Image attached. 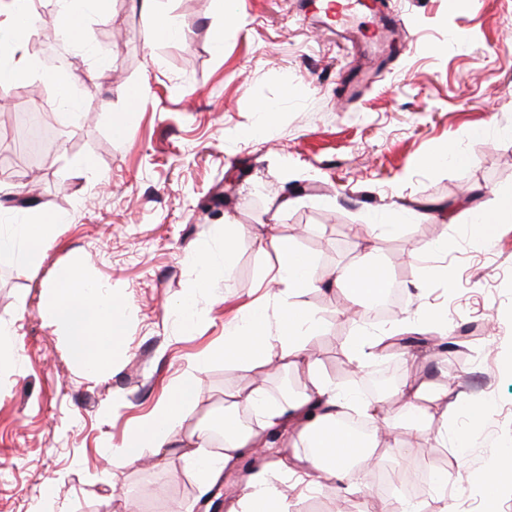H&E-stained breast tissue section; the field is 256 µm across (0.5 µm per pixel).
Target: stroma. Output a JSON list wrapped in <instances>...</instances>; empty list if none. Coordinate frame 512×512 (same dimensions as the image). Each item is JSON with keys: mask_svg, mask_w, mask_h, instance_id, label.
<instances>
[{"mask_svg": "<svg viewBox=\"0 0 512 512\" xmlns=\"http://www.w3.org/2000/svg\"><path fill=\"white\" fill-rule=\"evenodd\" d=\"M181 30L152 41L154 16L141 0L84 6L71 34L73 64L49 73L52 25L24 34L34 78L0 83V225L65 215L39 263L0 274V329L19 363L0 369V512H198L205 496L226 497L244 464L201 492L183 449L130 461L114 452L146 419L189 360L208 359L200 393L182 423L188 435L224 418L225 390L254 371L212 352L224 329L257 301L275 309L267 270L266 225L292 238L324 272L374 253L403 284L387 320L345 325L343 290L318 284L304 294L322 319L314 355L341 392L361 397L377 355L349 357L354 336H381L419 310L440 309L446 327L477 328L461 357L436 345L398 350L401 375L445 389L450 437L401 428L394 445L415 455L361 461L350 478L372 485L379 466L397 482L437 472L419 499L339 495L334 479L306 497L285 488L290 512H482L481 478L499 449H512V223L487 244L466 234L475 214H494L498 187L512 184V0H386L407 22L405 43L373 71L385 44L374 19L351 4L344 28L310 15L307 0H161ZM112 68L100 70L101 50ZM44 113L59 128L39 166L43 200L25 194L28 169L9 153L15 113ZM123 132L114 134V117ZM463 153L454 163L448 150ZM287 208H280L282 199ZM444 207L437 220L422 212ZM397 217L395 230L369 225ZM237 245L224 255V234ZM231 261L230 278L198 290L196 323L178 310L202 274L201 259ZM123 306L126 330L108 364L91 372L69 356L70 338L52 321L48 285L70 267ZM489 402L475 433L465 406Z\"/></svg>", "mask_w": 512, "mask_h": 512, "instance_id": "1", "label": "stroma"}]
</instances>
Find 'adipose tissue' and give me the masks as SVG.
<instances>
[{
  "mask_svg": "<svg viewBox=\"0 0 512 512\" xmlns=\"http://www.w3.org/2000/svg\"><path fill=\"white\" fill-rule=\"evenodd\" d=\"M36 20L28 14L26 0H0V47L18 50V41ZM57 215L40 217L33 224L15 225L8 236H0V267L14 265L20 258L38 263L50 247L54 230L62 224ZM274 253L273 279L282 286V298L275 315L257 307L240 322L225 328L224 343L217 357L225 362L244 364L256 373L272 368L292 366L301 369L307 383L295 396L270 398L258 386L246 385L224 394V451L220 456L203 452L202 441L188 440V460L195 467L202 490L221 477L225 468L233 466L244 448L265 451L267 443L262 428L285 429L299 426L303 449L292 458H279L272 464L280 476L272 482L265 473L250 475L242 496L232 512H288L282 485L288 480L316 490V473L334 477L345 494L358 492L349 479L343 449L359 446L362 457H370L371 446L361 445L359 436L338 428V417L350 408L329 383L314 356L312 340L320 336L321 320L303 299L305 290L316 280L308 259L298 254L288 238H270ZM383 280L373 262L337 266L333 282L359 296H369ZM54 295L52 318L65 327L71 338L69 354L78 364L94 369L103 368L111 359L125 332V318L111 297L91 288L78 268L66 270L50 285ZM207 368L206 360L192 361L173 383L170 394L161 400L152 414L130 431L119 453L137 460L146 451H160L171 444L186 413L200 391V380ZM398 394L404 412L386 417L388 427L404 425L417 433L430 431L434 415L431 408L440 396L430 384L404 380ZM371 497V488L360 490Z\"/></svg>",
  "mask_w": 512,
  "mask_h": 512,
  "instance_id": "obj_1",
  "label": "adipose tissue"
}]
</instances>
